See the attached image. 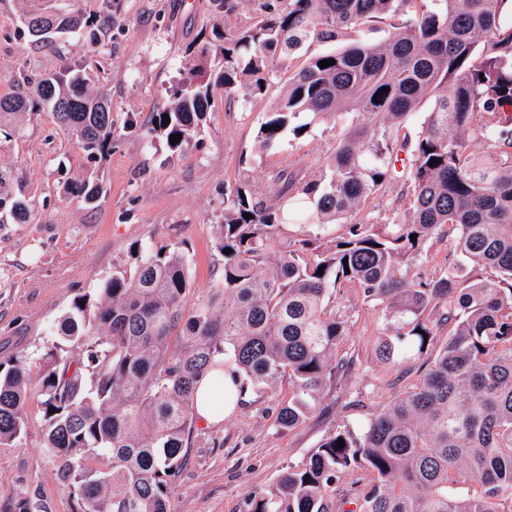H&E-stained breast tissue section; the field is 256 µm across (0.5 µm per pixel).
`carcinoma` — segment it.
<instances>
[{"label": "carcinoma", "instance_id": "obj_1", "mask_svg": "<svg viewBox=\"0 0 512 512\" xmlns=\"http://www.w3.org/2000/svg\"><path fill=\"white\" fill-rule=\"evenodd\" d=\"M384 21L387 39L353 38ZM25 30L34 43L73 32L98 41L97 22L77 11H34ZM308 42L332 49L293 70L259 149L288 129L348 124L309 178L289 173L271 197L242 180L225 188L223 276L209 295L188 306L181 247L136 245L132 269L77 297L55 325L87 360L55 344L0 361V444L25 433L35 400L42 448L61 461L77 512H167L196 429L197 380L217 360L234 364L242 394L288 384L274 425L301 424L354 365L341 348L356 307L340 298L351 290L381 315L377 359L415 355L419 379L364 424L337 425L302 464L250 493L248 512H330L332 500L336 512H512V0H256L249 22L212 29L151 131L181 153L206 120L212 82L228 100L259 96L272 65L292 67ZM428 101L416 138L401 134ZM46 108L88 157L112 152V107L77 74L1 95L0 134L11 136L15 115ZM394 186L376 220H353ZM63 191L94 205L104 186L68 180ZM34 211L0 165V230ZM289 222L319 234L284 238ZM334 224L345 232L321 238ZM445 226L455 236L448 270L417 273ZM463 264L490 277L461 276Z\"/></svg>", "mask_w": 512, "mask_h": 512}]
</instances>
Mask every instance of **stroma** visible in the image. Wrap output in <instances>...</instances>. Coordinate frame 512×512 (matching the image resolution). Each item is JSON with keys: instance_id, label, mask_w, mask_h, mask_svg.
Instances as JSON below:
<instances>
[{"instance_id": "1", "label": "stroma", "mask_w": 512, "mask_h": 512, "mask_svg": "<svg viewBox=\"0 0 512 512\" xmlns=\"http://www.w3.org/2000/svg\"><path fill=\"white\" fill-rule=\"evenodd\" d=\"M75 4L85 15L112 18L98 44L72 34L33 44L24 11ZM253 0L224 13L216 0H0V95L27 92L31 81L69 69L112 102L111 154L89 161L50 111L23 117L18 136L0 140V163L10 165L37 206L36 218L0 231V360L51 347L53 327L81 295H96L113 271L132 268L133 245L179 244L187 255L196 296L221 277L217 226L224 219L225 186L248 179L266 192L278 173L307 167L335 144L341 124L326 123L302 137L284 133L259 150L257 133L279 101L290 73L275 69L262 95L215 105L200 133L172 154L151 133V119L167 109L173 87L193 68L213 25L243 24ZM136 128H128V116ZM95 175L107 193L97 204L64 195V181ZM380 315L361 310L343 346L360 355L342 386L326 391L304 423L274 425L277 398H241L215 425H200L167 502L168 512H247L249 493L268 489L346 419L378 413L395 396L401 364L375 356ZM364 406L348 408L350 397ZM43 413L27 411L24 435L0 445V505L28 499L38 512H76L77 503L42 448Z\"/></svg>"}]
</instances>
